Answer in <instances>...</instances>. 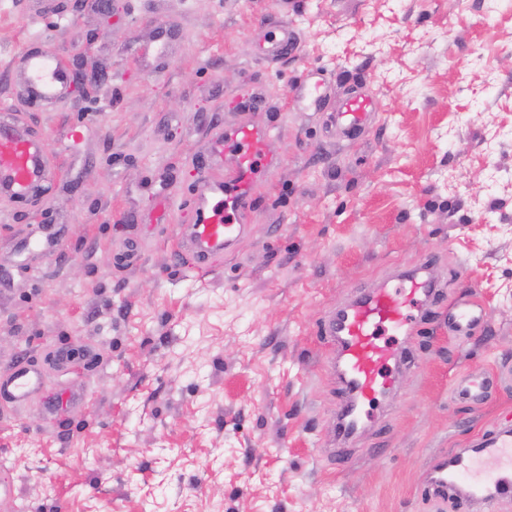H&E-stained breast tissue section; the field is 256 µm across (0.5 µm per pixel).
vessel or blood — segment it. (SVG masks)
<instances>
[{"label": "vessel or blood", "instance_id": "vessel-or-blood-1", "mask_svg": "<svg viewBox=\"0 0 512 512\" xmlns=\"http://www.w3.org/2000/svg\"><path fill=\"white\" fill-rule=\"evenodd\" d=\"M178 39L174 29L162 25L154 43L135 47V55L156 58L169 55ZM295 37L287 27L270 32L265 53L277 60L293 53ZM13 69L26 96L45 104L64 100L70 89L71 74L56 54L47 50L27 53L15 61ZM371 95L349 91L332 118L342 137L362 136L374 118ZM272 127L258 128L247 123L225 130L210 142L203 165L223 168L220 177L205 176L196 190V221L179 237L181 248L194 252L200 266H207L217 255L230 253L246 232L260 180L275 167L268 147ZM47 174L42 147L18 126L0 124V194L13 198L26 196ZM448 290L435 262L394 273L376 287L356 294L345 305L331 312L318 329L321 341L336 351L333 370L341 400L336 405V434L348 440L365 429L374 417V407L393 391L390 367L409 365L407 353L385 342L384 333L411 335L424 311L444 302L448 305V328L454 335L468 337L487 322L479 302L459 298L447 301ZM504 377L500 370H477L453 387L471 405H482ZM49 409L76 406L80 394L52 395L41 366L31 361L17 363L0 372V403L14 407L33 399ZM474 454L445 452L434 455L424 471V486L438 497L449 488L461 490L466 499L498 502L512 499V432L490 434Z\"/></svg>", "mask_w": 512, "mask_h": 512}]
</instances>
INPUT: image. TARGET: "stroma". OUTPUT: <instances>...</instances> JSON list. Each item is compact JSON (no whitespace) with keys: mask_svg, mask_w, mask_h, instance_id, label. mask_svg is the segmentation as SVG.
Instances as JSON below:
<instances>
[{"mask_svg":"<svg viewBox=\"0 0 512 512\" xmlns=\"http://www.w3.org/2000/svg\"><path fill=\"white\" fill-rule=\"evenodd\" d=\"M179 52L157 68L132 48L158 23ZM298 41L264 59L273 27ZM59 54L74 78L47 106L10 65ZM326 70L320 106L295 104ZM370 90L366 137L330 123ZM261 92L243 113L240 97ZM43 149L50 173L0 196V371L32 360L73 410L0 405V512H456L419 491L431 457L512 429V380L481 408L453 401L468 368L512 366V10L495 0H0V112ZM274 126L277 164L247 233L198 268L176 252L194 223L209 140ZM57 233L46 254L32 248ZM138 259L121 263L127 241ZM433 258L450 295L489 321L466 340L430 310L376 424L332 463L339 397L327 313L394 268Z\"/></svg>","mask_w":512,"mask_h":512,"instance_id":"stroma-1","label":"stroma"}]
</instances>
